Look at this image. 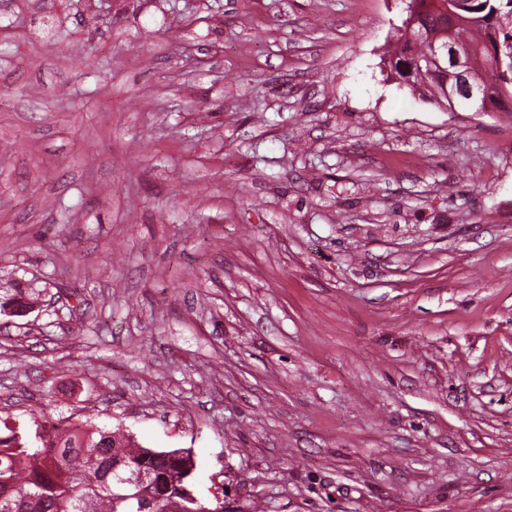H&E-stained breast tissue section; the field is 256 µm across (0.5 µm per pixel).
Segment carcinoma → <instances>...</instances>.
Masks as SVG:
<instances>
[{
  "instance_id": "obj_1",
  "label": "carcinoma",
  "mask_w": 512,
  "mask_h": 512,
  "mask_svg": "<svg viewBox=\"0 0 512 512\" xmlns=\"http://www.w3.org/2000/svg\"><path fill=\"white\" fill-rule=\"evenodd\" d=\"M482 10L449 14L453 0H408L406 18L396 29L390 71L450 111L461 108L445 94L448 73L436 68L404 78L399 65L432 52L433 43L467 49L472 79L486 93L490 108L508 111L512 103V0H479ZM502 55L503 66L494 63ZM34 433H20L0 418V512H138L139 495L157 500V512H174L181 502L197 512L217 506L178 494L184 474L194 468L186 449L145 448L118 432L88 421H71L47 404L34 414Z\"/></svg>"
}]
</instances>
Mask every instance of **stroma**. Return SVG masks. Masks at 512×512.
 <instances>
[{"label": "stroma", "mask_w": 512, "mask_h": 512, "mask_svg": "<svg viewBox=\"0 0 512 512\" xmlns=\"http://www.w3.org/2000/svg\"><path fill=\"white\" fill-rule=\"evenodd\" d=\"M405 15L0 0V417L227 512H512V114L390 79Z\"/></svg>", "instance_id": "35a3bbf8"}]
</instances>
